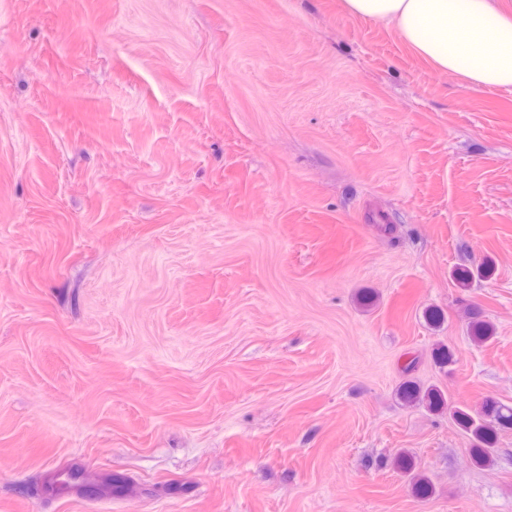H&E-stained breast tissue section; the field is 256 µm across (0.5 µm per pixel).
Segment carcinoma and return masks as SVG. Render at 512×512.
<instances>
[{"mask_svg":"<svg viewBox=\"0 0 512 512\" xmlns=\"http://www.w3.org/2000/svg\"><path fill=\"white\" fill-rule=\"evenodd\" d=\"M470 333L473 340L484 343L492 338L493 329L490 323L475 319L470 322ZM400 396L409 406L424 405L434 412L451 410L453 420L473 442L472 457L476 464L485 465L493 460L498 430L512 427V406L503 405L495 400L483 402L481 411L472 413L467 408L449 406L445 394L437 387L422 389L420 385L408 380L400 387ZM396 469L412 475V489L415 496L428 498L434 493L431 480L414 473L412 457L401 454L395 458Z\"/></svg>","mask_w":512,"mask_h":512,"instance_id":"carcinoma-1","label":"carcinoma"}]
</instances>
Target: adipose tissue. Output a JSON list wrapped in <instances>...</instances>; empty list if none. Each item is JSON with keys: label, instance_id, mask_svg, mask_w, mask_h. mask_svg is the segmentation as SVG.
<instances>
[{"label": "adipose tissue", "instance_id": "ef3b65f1", "mask_svg": "<svg viewBox=\"0 0 512 512\" xmlns=\"http://www.w3.org/2000/svg\"><path fill=\"white\" fill-rule=\"evenodd\" d=\"M350 15L393 29L438 73L472 86H512V16L495 0H343Z\"/></svg>", "mask_w": 512, "mask_h": 512}]
</instances>
